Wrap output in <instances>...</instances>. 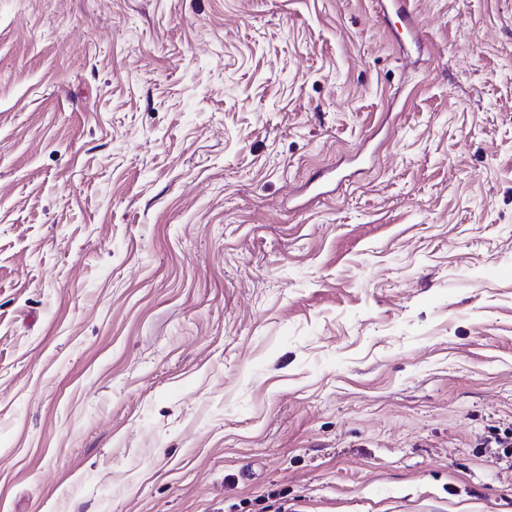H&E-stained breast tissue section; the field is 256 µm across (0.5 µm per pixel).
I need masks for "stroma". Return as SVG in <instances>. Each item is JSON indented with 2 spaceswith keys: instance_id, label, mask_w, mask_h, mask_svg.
<instances>
[{
  "instance_id": "stroma-1",
  "label": "stroma",
  "mask_w": 512,
  "mask_h": 512,
  "mask_svg": "<svg viewBox=\"0 0 512 512\" xmlns=\"http://www.w3.org/2000/svg\"><path fill=\"white\" fill-rule=\"evenodd\" d=\"M403 3L0 0V512H512V0Z\"/></svg>"
}]
</instances>
